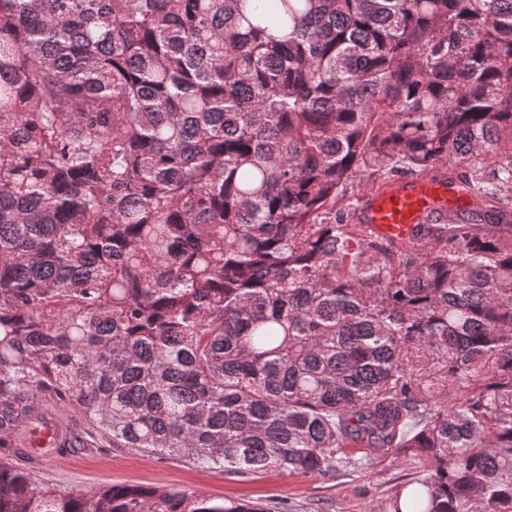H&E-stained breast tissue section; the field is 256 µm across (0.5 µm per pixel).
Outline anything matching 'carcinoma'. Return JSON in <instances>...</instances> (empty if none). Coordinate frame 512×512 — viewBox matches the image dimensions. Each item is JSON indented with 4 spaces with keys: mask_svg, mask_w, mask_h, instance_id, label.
<instances>
[{
    "mask_svg": "<svg viewBox=\"0 0 512 512\" xmlns=\"http://www.w3.org/2000/svg\"><path fill=\"white\" fill-rule=\"evenodd\" d=\"M443 164L474 220L349 223ZM46 447L512 512V0H0V512H265ZM32 456L19 463L33 471L39 481L62 492L87 493L108 483L166 486L212 498L261 503L269 508L275 505L274 512H281L284 507L288 512H389L387 490L406 482L415 472L414 464L392 458L355 472L243 477L127 448H74L48 455L38 450Z\"/></svg>",
    "mask_w": 512,
    "mask_h": 512,
    "instance_id": "cac0c4a2",
    "label": "carcinoma"
}]
</instances>
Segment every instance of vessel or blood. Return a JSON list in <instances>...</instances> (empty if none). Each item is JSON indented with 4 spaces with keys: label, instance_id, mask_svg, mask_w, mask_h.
<instances>
[{
    "label": "vessel or blood",
    "instance_id": "obj_1",
    "mask_svg": "<svg viewBox=\"0 0 512 512\" xmlns=\"http://www.w3.org/2000/svg\"><path fill=\"white\" fill-rule=\"evenodd\" d=\"M462 194L456 182L442 177L402 179L368 193L358 220L379 236L399 240L408 237L415 224L431 212L460 206Z\"/></svg>",
    "mask_w": 512,
    "mask_h": 512
}]
</instances>
